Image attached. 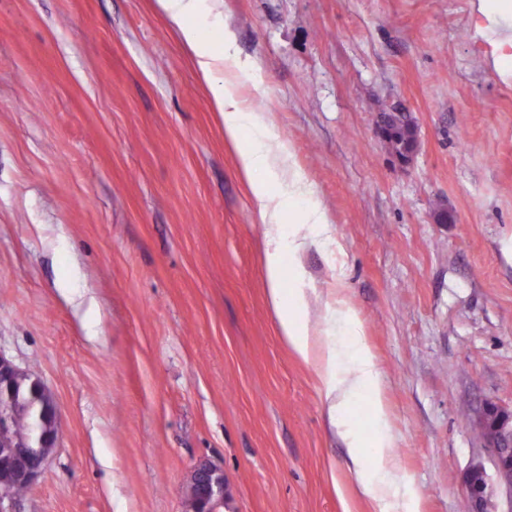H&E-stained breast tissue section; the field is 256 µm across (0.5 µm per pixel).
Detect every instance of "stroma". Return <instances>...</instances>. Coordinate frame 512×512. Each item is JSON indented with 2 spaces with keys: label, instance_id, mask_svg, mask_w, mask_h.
I'll use <instances>...</instances> for the list:
<instances>
[{
  "label": "stroma",
  "instance_id": "35a3bbf8",
  "mask_svg": "<svg viewBox=\"0 0 512 512\" xmlns=\"http://www.w3.org/2000/svg\"><path fill=\"white\" fill-rule=\"evenodd\" d=\"M237 79L327 210L311 324L343 295L418 512H470L476 422L512 407V79L472 0H222ZM418 127L404 163L379 135ZM236 150L156 0H0V352L59 442L17 512H370L320 383L278 333ZM190 512H222L224 507V471L204 462L194 469L184 502Z\"/></svg>",
  "mask_w": 512,
  "mask_h": 512
}]
</instances>
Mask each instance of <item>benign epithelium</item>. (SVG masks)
I'll return each instance as SVG.
<instances>
[{"label": "benign epithelium", "instance_id": "benign-epithelium-1", "mask_svg": "<svg viewBox=\"0 0 512 512\" xmlns=\"http://www.w3.org/2000/svg\"><path fill=\"white\" fill-rule=\"evenodd\" d=\"M56 408L42 380L0 353V512H15L18 486L31 487L58 441ZM477 425L491 450L498 483L512 490V410L485 405ZM471 512H498L492 482L475 462L464 475ZM188 512H221L224 470L204 462L194 469L185 496Z\"/></svg>", "mask_w": 512, "mask_h": 512}]
</instances>
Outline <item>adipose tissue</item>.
Segmentation results:
<instances>
[{"mask_svg":"<svg viewBox=\"0 0 512 512\" xmlns=\"http://www.w3.org/2000/svg\"><path fill=\"white\" fill-rule=\"evenodd\" d=\"M158 9L174 28L192 57L199 77L211 90L212 107L224 123V135L237 147L239 169L251 181L252 201L266 229L264 252L265 287L282 338L305 363L315 364L322 384V403L330 426L347 441L349 469L356 490L372 505V512H417L414 502L405 500L406 485L393 466L386 409L380 400L381 374L366 343L362 324L354 310L343 301L327 305L325 330L314 339L305 289L284 294L287 275L304 280L303 269L287 272L284 253L301 254L308 247H333L325 208L315 196L312 182L291 163V152L273 132L264 113L250 110L233 81L242 72L260 76L258 61L241 60L235 35L224 25L221 0H156ZM477 12L494 31L491 64L501 76H512V0H476ZM251 129L255 143L244 147L240 136ZM278 180V192H270L269 180ZM296 208L298 221L284 225L286 210ZM367 395L372 404L374 430L370 439L354 436L347 414L353 400Z\"/></svg>","mask_w":512,"mask_h":512,"instance_id":"1","label":"adipose tissue"}]
</instances>
